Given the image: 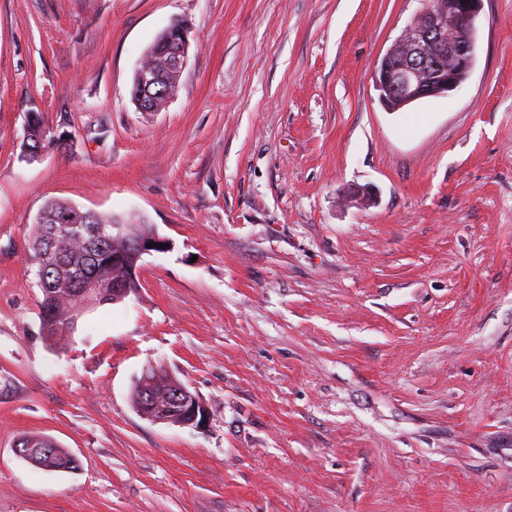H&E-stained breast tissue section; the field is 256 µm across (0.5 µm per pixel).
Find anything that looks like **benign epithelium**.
Here are the masks:
<instances>
[{
    "label": "benign epithelium",
    "mask_w": 512,
    "mask_h": 512,
    "mask_svg": "<svg viewBox=\"0 0 512 512\" xmlns=\"http://www.w3.org/2000/svg\"><path fill=\"white\" fill-rule=\"evenodd\" d=\"M482 0H432L406 25L401 36L377 62L374 84L380 99L390 110H397L419 100L445 96L463 84V79L474 66L472 34L477 29ZM180 39L171 48L169 67L182 73L190 42L187 29L178 27ZM141 92L134 99L142 112H158L172 98L170 84L154 77L147 64H141L135 74ZM45 151V136L35 130V123L27 125L23 157L31 162ZM98 212L85 210L75 204L52 215L39 213L37 223L47 225L37 240L36 264L42 286L69 292L70 318L67 335L75 330L78 316L95 305L116 304L137 288V264L143 255L163 251L166 241L152 233L134 236L127 249L112 254V268L116 270L112 282L103 283L90 275L76 286L63 284L60 271L66 264V255L56 242L57 225H82L80 233L87 239L91 251L103 250L109 237L126 235L127 225L97 223ZM159 373L156 365L148 366L137 383V413L154 423L200 428L208 420V409L190 388L169 374L164 378L165 400L158 399L152 374ZM56 443L48 438L24 436L15 445L16 455L46 470L65 471L76 466V460L61 465L55 460Z\"/></svg>",
    "instance_id": "obj_1"
}]
</instances>
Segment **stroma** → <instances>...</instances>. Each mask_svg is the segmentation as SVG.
I'll return each mask as SVG.
<instances>
[{"label":"stroma","mask_w":512,"mask_h":512,"mask_svg":"<svg viewBox=\"0 0 512 512\" xmlns=\"http://www.w3.org/2000/svg\"><path fill=\"white\" fill-rule=\"evenodd\" d=\"M422 0H0V512H512V0L388 111ZM190 29L160 112L144 51ZM60 146L22 156L31 114ZM51 198L145 219L138 287L41 334ZM206 404L155 424L148 363ZM80 462L47 471L29 434ZM145 59L144 56L140 68L136 71L135 81L139 86L133 83L131 96H136L141 89V92L133 100L137 108L142 112H160L172 98L173 93L170 84L154 77V73L147 66ZM56 443L48 438L24 436L17 441L15 445L16 455L39 467L46 470L65 471L74 469L76 466V458L71 456V461L66 466L60 465L54 459L57 448Z\"/></svg>","instance_id":"1"}]
</instances>
